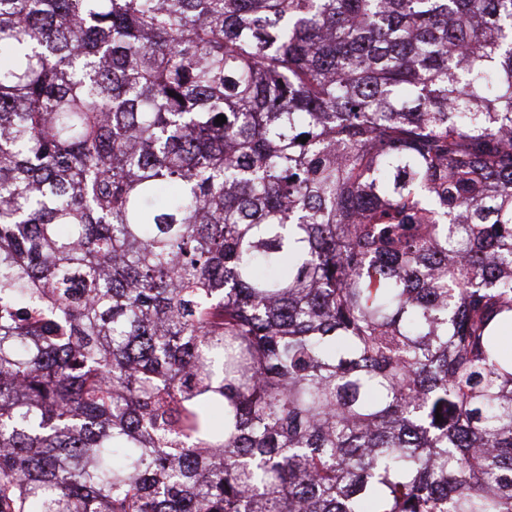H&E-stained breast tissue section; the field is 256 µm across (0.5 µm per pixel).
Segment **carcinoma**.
Masks as SVG:
<instances>
[{
	"label": "carcinoma",
	"mask_w": 512,
	"mask_h": 512,
	"mask_svg": "<svg viewBox=\"0 0 512 512\" xmlns=\"http://www.w3.org/2000/svg\"><path fill=\"white\" fill-rule=\"evenodd\" d=\"M510 335L512 0H0V512H512Z\"/></svg>",
	"instance_id": "obj_1"
}]
</instances>
